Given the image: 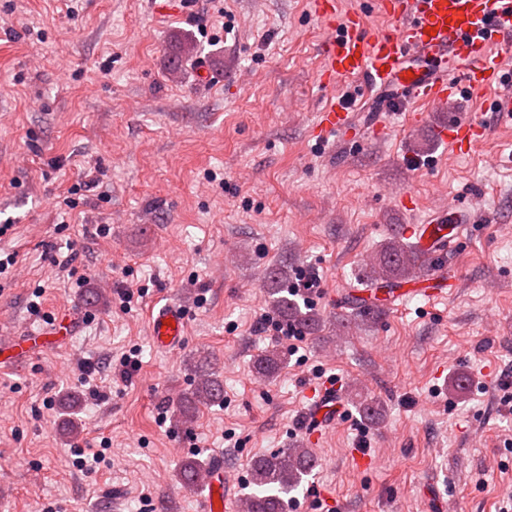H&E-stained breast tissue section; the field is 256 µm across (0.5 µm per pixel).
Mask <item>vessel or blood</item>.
Masks as SVG:
<instances>
[{"label":"vessel or blood","mask_w":512,"mask_h":512,"mask_svg":"<svg viewBox=\"0 0 512 512\" xmlns=\"http://www.w3.org/2000/svg\"><path fill=\"white\" fill-rule=\"evenodd\" d=\"M311 11L323 32L324 67L321 78L332 84L347 78L364 80L369 88L394 89L400 111L423 103L443 109L467 91H494L492 109L512 120V0H373V11L384 26L368 27L363 12L341 11L337 0H310ZM434 68H423L426 60ZM317 135L348 141L360 127L343 105L328 104L317 113ZM456 151L467 152L488 138V128L460 119L441 131ZM474 221L472 213L456 208L453 215H435L424 224H408L405 236L417 239L423 253L444 259L451 241L462 240ZM185 313L169 304L150 319L154 345L169 350L183 339ZM73 333V320L62 317L52 331L27 330L14 337L16 356L50 347L54 337ZM306 426L311 441L344 415V405L333 383L311 392ZM223 461H215L206 478L204 512H225Z\"/></svg>","instance_id":"obj_1"}]
</instances>
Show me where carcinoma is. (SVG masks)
<instances>
[{"label": "carcinoma", "instance_id": "cac0c4a2", "mask_svg": "<svg viewBox=\"0 0 512 512\" xmlns=\"http://www.w3.org/2000/svg\"><path fill=\"white\" fill-rule=\"evenodd\" d=\"M425 264V257L393 240L379 253L375 265L370 267L361 280V286L392 288L412 282L416 279L417 271ZM279 276L280 273L276 271L270 273L266 283L272 311L302 332L323 330L324 320L320 315L303 310L296 299L289 297L288 291L277 287L276 280ZM281 363L279 352L268 349L257 356L254 368L258 373L268 376ZM197 372L199 381L190 393L184 395L178 410V419L183 424L192 422L198 406L210 405L224 397L223 384L210 360H201ZM313 467L314 457L302 445L254 458L250 465L249 478L253 491L247 494L243 502L244 512H282L284 497L299 488ZM200 471L201 464L198 460L188 458L181 465L178 477L183 484L192 486Z\"/></svg>", "mask_w": 512, "mask_h": 512}]
</instances>
